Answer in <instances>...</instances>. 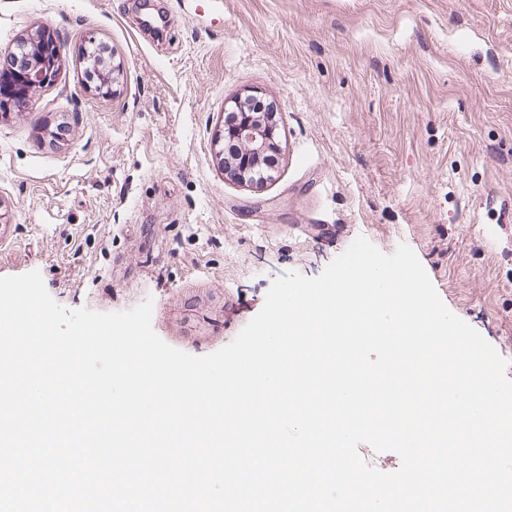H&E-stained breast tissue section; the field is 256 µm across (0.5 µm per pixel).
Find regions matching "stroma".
I'll return each mask as SVG.
<instances>
[{
    "mask_svg": "<svg viewBox=\"0 0 512 512\" xmlns=\"http://www.w3.org/2000/svg\"><path fill=\"white\" fill-rule=\"evenodd\" d=\"M44 26L55 80L0 117V277L69 310L152 300L205 355L275 277L404 243L512 379V0H0V60ZM92 42L115 93L83 88ZM247 92L279 112L258 188L214 155Z\"/></svg>",
    "mask_w": 512,
    "mask_h": 512,
    "instance_id": "35a3bbf8",
    "label": "stroma"
}]
</instances>
